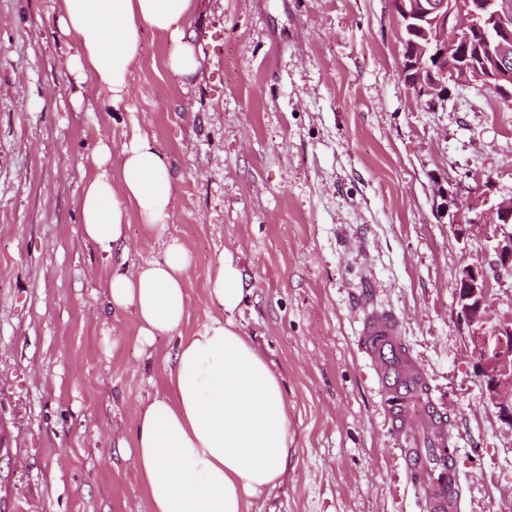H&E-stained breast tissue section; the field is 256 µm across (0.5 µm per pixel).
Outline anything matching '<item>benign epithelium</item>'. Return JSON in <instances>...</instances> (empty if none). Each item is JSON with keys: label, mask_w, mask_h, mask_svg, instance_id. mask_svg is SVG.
I'll use <instances>...</instances> for the list:
<instances>
[{"label": "benign epithelium", "mask_w": 512, "mask_h": 512, "mask_svg": "<svg viewBox=\"0 0 512 512\" xmlns=\"http://www.w3.org/2000/svg\"><path fill=\"white\" fill-rule=\"evenodd\" d=\"M394 11L408 35L403 66L405 81L429 97L431 105L443 97L450 82L493 85L512 97V14L499 0H392ZM488 48L487 62L470 59L473 38ZM492 219L484 214L465 220L468 230L494 242V264L512 269V199L498 202ZM489 275L481 261L465 263L459 271L458 304L469 323L476 326L479 373L488 403L502 422L512 427V315L491 331H483L481 313L488 298Z\"/></svg>", "instance_id": "1"}]
</instances>
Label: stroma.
I'll return each instance as SVG.
<instances>
[{
  "instance_id": "stroma-1",
  "label": "stroma",
  "mask_w": 512,
  "mask_h": 512,
  "mask_svg": "<svg viewBox=\"0 0 512 512\" xmlns=\"http://www.w3.org/2000/svg\"><path fill=\"white\" fill-rule=\"evenodd\" d=\"M188 21L197 78L145 32L116 112L70 70L54 0H0V512H143L136 410L211 316L222 251L290 418L288 473L252 512H425L360 345L375 309L452 416L461 512H512V428L457 302L463 263L494 258L459 224L512 198V105L453 83L425 105L391 0H194ZM132 117L178 176L168 233L193 256L185 320L149 346L109 308L112 259L78 206L99 139Z\"/></svg>"
}]
</instances>
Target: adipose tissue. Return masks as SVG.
<instances>
[{"instance_id":"obj_1","label":"adipose tissue","mask_w":512,"mask_h":512,"mask_svg":"<svg viewBox=\"0 0 512 512\" xmlns=\"http://www.w3.org/2000/svg\"><path fill=\"white\" fill-rule=\"evenodd\" d=\"M191 7L192 0H58V23L74 37L69 59L82 82L108 91L117 107L129 95L144 30L167 37L165 66L173 75L185 83L197 77ZM91 167L79 199L88 241L123 263L131 217L164 237L160 257L105 280L109 307L133 313L139 341L176 332L192 256L165 235L175 173L134 120L120 151L100 142ZM244 296L241 268L231 254H219L207 282L213 316L181 337L165 359L163 389L136 410L133 466L144 512H249L252 500L283 481L291 454L288 406L281 382L235 320Z\"/></svg>"}]
</instances>
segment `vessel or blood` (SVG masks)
<instances>
[{
  "label": "vessel or blood",
  "mask_w": 512,
  "mask_h": 512,
  "mask_svg": "<svg viewBox=\"0 0 512 512\" xmlns=\"http://www.w3.org/2000/svg\"><path fill=\"white\" fill-rule=\"evenodd\" d=\"M362 345L386 396L391 435L427 512H457L460 477L448 439V419L425 377L399 340V323L374 311L362 324Z\"/></svg>",
  "instance_id": "vessel-or-blood-1"
}]
</instances>
